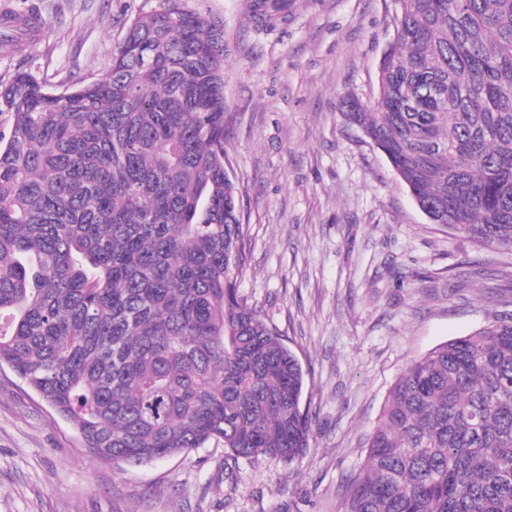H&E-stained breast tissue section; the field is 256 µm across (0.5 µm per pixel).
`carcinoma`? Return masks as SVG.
I'll return each mask as SVG.
<instances>
[{
  "instance_id": "cac0c4a2",
  "label": "carcinoma",
  "mask_w": 512,
  "mask_h": 512,
  "mask_svg": "<svg viewBox=\"0 0 512 512\" xmlns=\"http://www.w3.org/2000/svg\"><path fill=\"white\" fill-rule=\"evenodd\" d=\"M378 96L346 121L434 224L512 251V0H397ZM261 27L288 0H253ZM0 365L96 459L310 447L297 357L239 293L224 31L186 0L135 17L105 77L0 84ZM343 512H512V313L411 362Z\"/></svg>"
}]
</instances>
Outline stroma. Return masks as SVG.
I'll return each mask as SVG.
<instances>
[{
  "instance_id": "stroma-1",
  "label": "stroma",
  "mask_w": 512,
  "mask_h": 512,
  "mask_svg": "<svg viewBox=\"0 0 512 512\" xmlns=\"http://www.w3.org/2000/svg\"><path fill=\"white\" fill-rule=\"evenodd\" d=\"M224 29V141L247 239L239 290L305 372L310 446L294 463L222 444L156 463H98L72 425L0 366V512H340L366 436L405 367L512 313V252L431 223L342 114L372 102L395 0H187ZM39 7V35L0 48V83L60 91L103 78L126 25L159 0H0ZM251 7L258 26L268 28L276 17L288 10V0H255Z\"/></svg>"
}]
</instances>
